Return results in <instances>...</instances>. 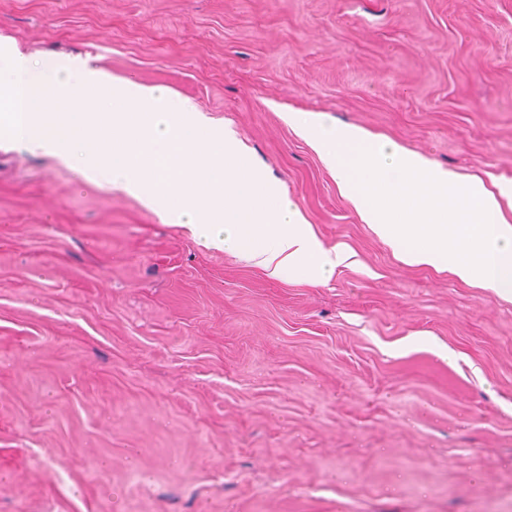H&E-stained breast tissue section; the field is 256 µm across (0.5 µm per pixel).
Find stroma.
Listing matches in <instances>:
<instances>
[{"label":"stroma","instance_id":"obj_1","mask_svg":"<svg viewBox=\"0 0 512 512\" xmlns=\"http://www.w3.org/2000/svg\"><path fill=\"white\" fill-rule=\"evenodd\" d=\"M0 36L230 126L351 255L281 282L0 145V512H512V295L403 264L281 117L512 179V0H0Z\"/></svg>","mask_w":512,"mask_h":512}]
</instances>
